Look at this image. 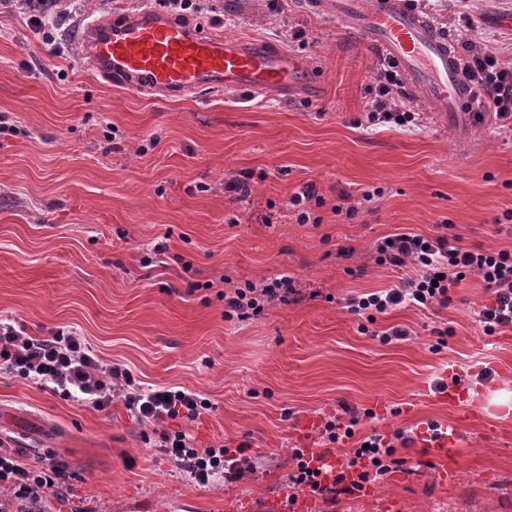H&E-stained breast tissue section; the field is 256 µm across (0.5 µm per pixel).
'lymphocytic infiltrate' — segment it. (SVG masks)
<instances>
[{
  "label": "lymphocytic infiltrate",
  "instance_id": "1",
  "mask_svg": "<svg viewBox=\"0 0 512 512\" xmlns=\"http://www.w3.org/2000/svg\"><path fill=\"white\" fill-rule=\"evenodd\" d=\"M460 62L473 93L471 114L483 122L493 113L497 127L512 132V66L496 53L467 41ZM368 98L365 119L372 125L406 127L416 119L415 96L406 90L395 64L381 62L366 86ZM379 264L406 270L400 286L379 291L351 294L349 310L375 322L377 316L406 305L421 310L447 307L452 286L478 277L492 302L484 307L480 321L486 334L512 328V252L466 248L458 234L440 231L433 236L395 232L374 245ZM295 289L288 278H280L263 288L247 284L224 295L228 311L243 318L261 315L267 304L287 302ZM0 360L11 373L40 386L52 387L96 411L107 410L114 398L124 400L137 421L160 426V448L164 456L189 473L197 483L208 485L219 479H232L252 469L248 441L235 448H198L185 431L170 429L175 420H197L210 405L206 399L185 389H153L139 384L132 373L116 364L102 363L82 336L76 332H53L37 338L25 329L0 321ZM360 422L358 410L341 405L333 419L326 421L318 445L327 455L325 462L313 464L302 448L293 449L288 474L289 505H296L299 493L335 505L344 498L361 495L388 473L404 465L398 448H410L414 437L397 432L387 437L373 434L364 445L344 455L334 446L340 437H353ZM66 464L43 458L31 468L17 452L0 448V512L7 500L37 503L67 485Z\"/></svg>",
  "mask_w": 512,
  "mask_h": 512
}]
</instances>
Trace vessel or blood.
Returning a JSON list of instances; mask_svg holds the SVG:
<instances>
[{"label": "vessel or blood", "instance_id": "b4317fda", "mask_svg": "<svg viewBox=\"0 0 512 512\" xmlns=\"http://www.w3.org/2000/svg\"><path fill=\"white\" fill-rule=\"evenodd\" d=\"M310 5L336 16L392 60L436 117L466 111L472 93L459 57L446 31L421 13L417 0H311ZM78 43L92 73L156 99L203 89L288 95L307 87L288 51L256 38L200 32L149 8L83 22ZM459 432L456 426L439 430L426 441L429 454L450 470Z\"/></svg>", "mask_w": 512, "mask_h": 512}]
</instances>
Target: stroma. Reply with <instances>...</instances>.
<instances>
[{
	"label": "stroma",
	"mask_w": 512,
	"mask_h": 512,
	"mask_svg": "<svg viewBox=\"0 0 512 512\" xmlns=\"http://www.w3.org/2000/svg\"><path fill=\"white\" fill-rule=\"evenodd\" d=\"M222 0L199 28L262 39L306 61L310 96L206 91L154 99L105 84L78 57L82 15L133 11L151 0H70L52 41L24 17L0 12V320L34 336L75 331L101 361L152 387H182L210 410L187 424L195 447L252 444L253 468L201 486L158 449L159 429L121 400L96 411L0 365V442L27 462L55 455L71 479L28 512H287L288 457L340 404L362 418L339 452L373 433L417 432L481 413L455 445L448 484L421 445L373 495L337 512H512V418L483 411L475 385L512 383V328L484 334L490 296L478 278L453 287L448 307L400 306L362 333L348 294L398 285L373 243L390 233L435 234L450 222L464 245L511 250L493 219L512 210V134L493 119L354 126L375 50L335 17L284 0ZM452 38L467 35L512 63V33L492 26L512 0H418ZM468 12L473 31L458 21ZM305 38L292 40L291 29ZM258 175L250 197L225 192L239 172ZM314 184L321 221L301 224L289 200ZM354 218L334 214L343 198ZM166 251L156 252L157 243ZM297 289L246 320L225 318L227 283ZM451 335L437 338L435 327ZM407 327L408 340L380 331ZM456 385L460 398L441 395Z\"/></svg>",
	"instance_id": "stroma-1"
}]
</instances>
